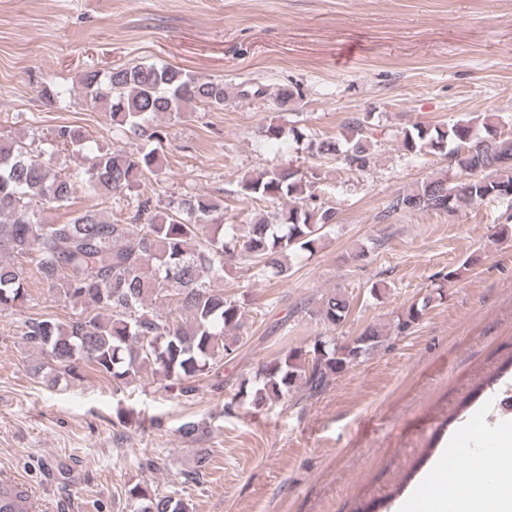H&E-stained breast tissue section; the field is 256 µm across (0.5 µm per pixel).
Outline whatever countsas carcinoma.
<instances>
[{
    "mask_svg": "<svg viewBox=\"0 0 512 512\" xmlns=\"http://www.w3.org/2000/svg\"><path fill=\"white\" fill-rule=\"evenodd\" d=\"M80 85L84 102L104 112L113 127L158 144L165 137L158 117L194 103L223 107L229 100L222 83L156 64L106 73L87 70ZM499 125L498 115L485 114L445 129L416 124L401 130L406 152L443 155L458 169V179L429 177L391 199L386 213H454L462 203L511 202L512 134L501 132ZM54 141L86 164L73 173H58L51 159L31 158L23 141L0 140V312L26 300L28 263L35 264L44 284L83 306L66 323L25 322L23 339L43 356L33 373H46L54 386L87 365L118 388L134 383L150 367L183 400L195 399L197 382L215 371L218 358L237 350L235 331L243 326V306L224 295V268L246 263L262 277H290V258L316 252L325 230L336 223V211L316 203L306 173L273 168L239 182L240 195L275 206L271 212L259 210L249 224L209 223L220 204L204 195H186L159 214L150 199L133 194L144 176L162 167L158 148L93 150L82 132L68 125L55 129ZM313 156L332 157L357 171L374 162L358 118L348 123L343 143L323 141ZM79 188L129 197L128 221H113L96 210L67 224L41 220L43 209L63 206ZM170 295L175 307L169 313L152 307ZM436 296L442 293L410 304L390 330L369 326L350 343L338 342L335 331L352 301L336 292L322 296L313 315L324 332L264 362L253 379L240 383L224 412L243 406L260 412L300 388L312 396L322 393L385 346L388 332L409 334ZM6 496L12 503L0 506V512H29L24 491L1 483L0 500ZM125 496L133 512H189L183 500L144 483L126 489Z\"/></svg>",
    "mask_w": 512,
    "mask_h": 512,
    "instance_id": "carcinoma-1",
    "label": "carcinoma"
}]
</instances>
